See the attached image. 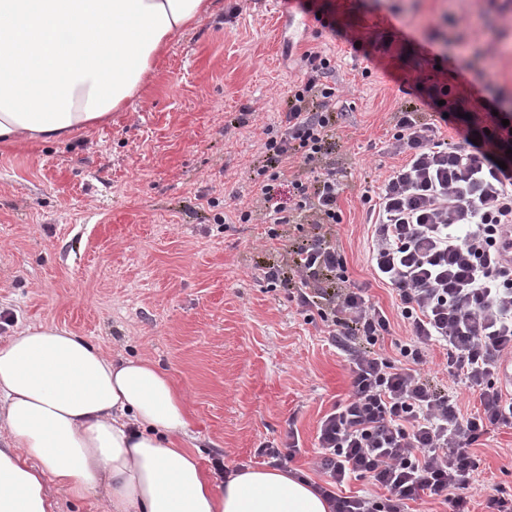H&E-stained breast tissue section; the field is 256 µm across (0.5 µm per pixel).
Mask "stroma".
I'll list each match as a JSON object with an SVG mask.
<instances>
[{
  "label": "stroma",
  "mask_w": 512,
  "mask_h": 512,
  "mask_svg": "<svg viewBox=\"0 0 512 512\" xmlns=\"http://www.w3.org/2000/svg\"><path fill=\"white\" fill-rule=\"evenodd\" d=\"M212 15L176 34L125 111L69 142L0 146V339L16 325L56 324L106 354L150 356L189 401L199 463L213 472L264 467L258 448L297 431L289 471L320 481L323 415L350 392L346 353L309 322L265 267L269 239L253 177L264 131L304 77L301 55L336 58L340 116L329 160L345 188L336 241L352 282L405 329L368 260L360 196L401 165L389 118L409 102L406 77L435 81L432 54L462 66L460 44L494 65L493 91L512 110V10L503 0H315L322 29L297 0H214ZM362 38L353 51L347 36ZM250 207L248 224L215 215ZM480 476L512 494V428L472 449Z\"/></svg>",
  "instance_id": "1"
}]
</instances>
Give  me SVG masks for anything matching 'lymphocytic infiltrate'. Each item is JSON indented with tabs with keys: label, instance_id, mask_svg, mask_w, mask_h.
Instances as JSON below:
<instances>
[{
	"label": "lymphocytic infiltrate",
	"instance_id": "obj_1",
	"mask_svg": "<svg viewBox=\"0 0 512 512\" xmlns=\"http://www.w3.org/2000/svg\"><path fill=\"white\" fill-rule=\"evenodd\" d=\"M443 80H410L436 118L455 120L458 138L438 136L435 121L402 109L390 117L388 147L404 156L363 194L370 234L368 257L376 278L394 294L407 335L383 352L388 315L350 281L336 244L343 222L337 200L343 184L327 147L336 135L337 88L328 79L336 62L318 50L302 56L306 77L288 90V109L267 127L264 164L254 182L269 238L292 225L305 243L284 244V261L265 278L285 288L307 320H320L348 353L351 390L321 420L315 490L333 512H408L422 497L451 512H469L479 464L471 447L490 428H512V394L498 369L512 360V265L500 256L512 228V128L496 99L476 96V110L456 89L462 72L445 66ZM448 350V378L478 391L480 407L462 416L454 393L433 385L425 365L433 346ZM357 479L386 489L342 497L335 489Z\"/></svg>",
	"mask_w": 512,
	"mask_h": 512
}]
</instances>
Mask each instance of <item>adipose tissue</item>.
I'll use <instances>...</instances> for the list:
<instances>
[{"instance_id":"1","label":"adipose tissue","mask_w":512,"mask_h":512,"mask_svg":"<svg viewBox=\"0 0 512 512\" xmlns=\"http://www.w3.org/2000/svg\"><path fill=\"white\" fill-rule=\"evenodd\" d=\"M212 0H0V145L66 142L122 111L172 36ZM0 512H56V492L107 512H331L276 467L210 480L185 401L147 356H110L47 324L0 341Z\"/></svg>"}]
</instances>
